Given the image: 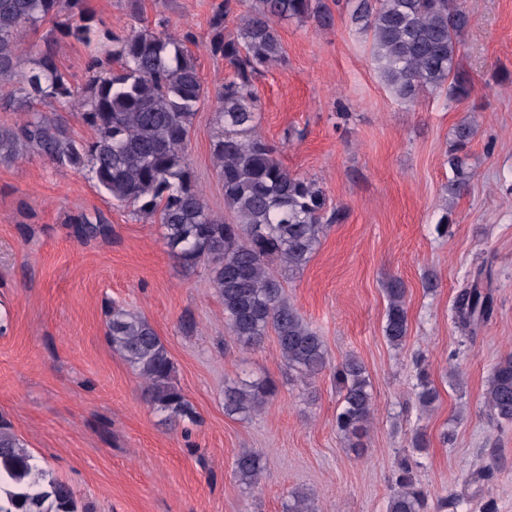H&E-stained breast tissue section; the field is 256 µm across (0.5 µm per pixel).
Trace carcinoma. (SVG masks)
<instances>
[{
	"label": "carcinoma",
	"mask_w": 512,
	"mask_h": 512,
	"mask_svg": "<svg viewBox=\"0 0 512 512\" xmlns=\"http://www.w3.org/2000/svg\"><path fill=\"white\" fill-rule=\"evenodd\" d=\"M134 24L112 36L113 67L90 61L95 75L82 87L71 83L50 46L24 68L25 31L41 24L51 33L86 46L98 38L86 0H0V87L12 86L9 102L21 113L13 126L0 128V162L28 154L58 167L90 166L99 188L119 206L161 225L173 256L185 267H208L210 283L224 303V320L233 340L249 350L274 333L288 370L305 381L330 365L322 337L304 320L284 289L285 272L302 270L321 244L327 228L346 219L340 207L329 210L313 179L293 173L276 157L277 148L257 132L259 96L255 79L280 61L283 48L277 23L296 19L325 27L331 14L322 0H251L236 33L226 32L233 7L224 0L210 21L209 49L224 58L231 77L217 90L219 131L213 157L224 184V203L233 213L227 222L212 213L194 183L188 157L189 133L199 104L208 96L188 44L193 36L155 32L140 21L131 0ZM353 23L371 36V60L396 99L414 102L425 91L448 86V99L462 101L473 85L459 68L461 35L469 26L464 0H357ZM56 103L77 112L92 136L83 141L68 132L66 120L40 111ZM477 134L463 119L452 130L448 151V200L466 195L475 173L469 163ZM106 224L84 221L77 233L104 236ZM489 273L477 269L456 298L462 321H488L494 308L484 285ZM384 336L395 348L408 336L406 286L391 278L385 288ZM105 335L112 351L144 380L147 401L176 423L194 409L174 381L175 367L155 329L140 313L120 304L105 310ZM342 394L336 432L352 448L365 447L374 414L370 382L362 362L348 356L333 366ZM270 380L240 382L224 389V411L250 418L276 395ZM438 397L423 378L417 399L424 410ZM490 415L512 423V357L494 366L483 394ZM265 469L261 454L245 450L235 473L256 486ZM387 512H447L448 498L429 504L410 460H401L392 478ZM0 512H88L70 486L40 468L0 415ZM283 512H315L311 496L294 491Z\"/></svg>",
	"instance_id": "obj_1"
}]
</instances>
